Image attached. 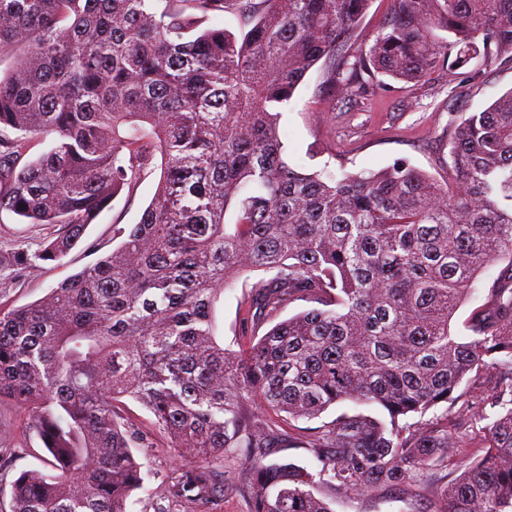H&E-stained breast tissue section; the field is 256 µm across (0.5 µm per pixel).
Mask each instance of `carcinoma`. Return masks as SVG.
I'll return each instance as SVG.
<instances>
[{
    "instance_id": "obj_1",
    "label": "carcinoma",
    "mask_w": 512,
    "mask_h": 512,
    "mask_svg": "<svg viewBox=\"0 0 512 512\" xmlns=\"http://www.w3.org/2000/svg\"><path fill=\"white\" fill-rule=\"evenodd\" d=\"M371 0H0V213L53 233L0 269L16 283L59 265L125 189L160 176L137 223L112 225L108 255L41 299L0 310V399L28 413L49 470L12 482L9 512H127L135 491L178 512L224 501L234 448L268 447L278 424L345 401L291 443L313 464L253 459L250 512H333L314 495L361 498L463 454L435 512H512V92L456 126L442 182L405 161L340 176L284 160L280 107L323 63L343 97L372 100L377 75L512 65V0H392L366 53L349 57ZM234 14L240 34L219 19ZM51 148L26 159L31 142ZM507 272L451 330L481 274ZM245 358L219 341L224 288L248 271ZM499 370L502 412L478 435L401 426L456 401L472 371ZM140 402L189 462L158 487L121 412Z\"/></svg>"
}]
</instances>
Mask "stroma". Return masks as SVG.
Wrapping results in <instances>:
<instances>
[{
    "label": "stroma",
    "mask_w": 512,
    "mask_h": 512,
    "mask_svg": "<svg viewBox=\"0 0 512 512\" xmlns=\"http://www.w3.org/2000/svg\"><path fill=\"white\" fill-rule=\"evenodd\" d=\"M512 91V66L482 68L472 78L448 80L435 73L419 81L388 80L378 89L370 105L362 106L342 98L335 91L322 66H314L298 86L284 108L279 128L286 146L285 159L290 166L306 172L330 167L336 173L356 174L378 170L404 159L437 178L448 169L449 143L454 128L470 112L487 109L497 98ZM158 181L150 175L132 194L117 197L99 218L87 227L78 245L63 265L34 273L25 283L0 290V308H19L42 298L58 282L96 261L113 248V225L136 223L150 202ZM260 272L244 274L224 290L220 328L224 345L239 354H247L251 327L243 320L241 302ZM494 369L469 374L458 387L455 404L438 405L425 415L409 416V423L422 420L457 424L462 417L482 414L494 417ZM354 404L344 402L330 407L320 417L300 419L282 425V437L268 448V460L308 459L303 448L289 447L285 434L297 433L331 422L342 413L355 412ZM149 447L139 449L152 473L151 484H158L183 465L169 440L152 433ZM45 454L37 439H28L15 451L12 467L0 470V503L8 504L11 483L24 470L43 468ZM460 472L456 456L443 466L425 471L413 482L381 487L358 499L333 502V512H432L436 490Z\"/></svg>",
    "instance_id": "1"
}]
</instances>
